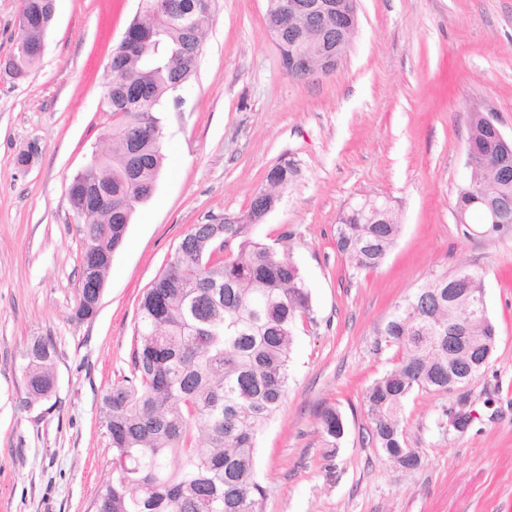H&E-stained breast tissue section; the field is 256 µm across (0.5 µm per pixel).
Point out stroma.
Masks as SVG:
<instances>
[{
  "instance_id": "1",
  "label": "stroma",
  "mask_w": 512,
  "mask_h": 512,
  "mask_svg": "<svg viewBox=\"0 0 512 512\" xmlns=\"http://www.w3.org/2000/svg\"><path fill=\"white\" fill-rule=\"evenodd\" d=\"M56 5L43 55L15 78L21 0H0V512H91L112 478L103 397L131 372L142 293L193 225L245 213L284 160L295 178L255 234L298 264L313 316L297 321L286 398L257 439L263 512H512V230L459 224L455 208L472 113L512 134V0H358L337 68L306 80L284 71L265 0H212L197 74L163 100L156 189L85 321L68 188L108 146V62L140 0ZM364 196L388 198L402 233L357 274L336 224ZM461 270L482 277L495 352L472 380L409 398L404 433L422 463L402 470L365 412L368 387L403 357L379 333L417 288ZM37 336L56 345V401L28 407L20 355ZM330 406L345 424L336 449L320 427ZM452 412L469 426L450 428Z\"/></svg>"
}]
</instances>
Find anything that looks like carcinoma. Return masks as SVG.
<instances>
[{"instance_id": "cac0c4a2", "label": "carcinoma", "mask_w": 512, "mask_h": 512, "mask_svg": "<svg viewBox=\"0 0 512 512\" xmlns=\"http://www.w3.org/2000/svg\"><path fill=\"white\" fill-rule=\"evenodd\" d=\"M134 19L140 31L161 32L165 52L145 66L136 56L122 62L120 79H111L112 148L100 154L71 182L86 199L78 302L75 313L97 312L111 266L135 211V199L147 201L163 166V128L159 116L172 82L190 81L197 69L194 43L207 21L200 12L177 8L162 14L156 0H142ZM48 0H22L20 16L28 24L24 38L36 42ZM499 144L483 123L470 124L467 155L474 160L456 205L484 223L485 206L474 196L495 184L494 195L512 197V177L494 182L485 163ZM288 161L271 168L267 187L257 191L243 215L224 225V243H237L226 258L212 243L190 230L188 248L173 255L145 289L138 304L131 375L103 397L100 422L112 451V479L99 485L94 512H262L265 489L255 470L258 435L282 405L297 319L312 317L311 295L299 267L254 236L252 216L258 198L293 181ZM400 224H364L350 208L336 225V244L355 272L378 268L400 237ZM417 289L398 306L380 332L401 349L402 361L376 379L365 398L371 439L387 457L406 448L401 414L416 391L448 390V337L431 336L418 326H448V301L420 311ZM56 348L36 337L21 355L25 406L55 395ZM322 435L335 447L344 436L342 415L333 407L321 413Z\"/></svg>"}]
</instances>
